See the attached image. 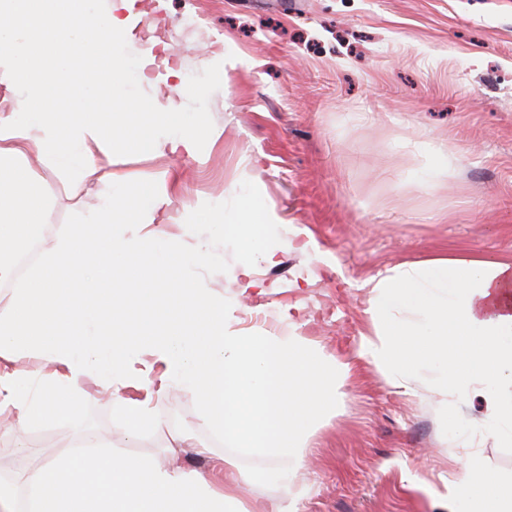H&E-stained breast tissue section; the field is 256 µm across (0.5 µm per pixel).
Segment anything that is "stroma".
<instances>
[{"label": "stroma", "instance_id": "35a3bbf8", "mask_svg": "<svg viewBox=\"0 0 512 512\" xmlns=\"http://www.w3.org/2000/svg\"><path fill=\"white\" fill-rule=\"evenodd\" d=\"M122 95L173 101L192 153L112 145V173L88 183L39 160L51 195L42 250L85 222L111 179L167 201L126 224L185 250L218 252L189 272L237 333L303 339L345 366L341 404L297 454L270 461L201 427L189 393L153 400L155 427L131 438L96 374L83 404L18 437L0 414V475L92 436L119 455L202 473L229 457L251 512H449L468 454L512 484V442L473 420L479 396L444 398L429 376L409 393L370 362L369 277L404 262L512 261V0H125ZM194 16L193 29L181 21ZM184 94L171 95L174 84ZM448 168L437 173L439 157ZM266 219L248 252L205 216ZM250 277H242V268ZM209 443L200 457L183 443ZM295 473L282 487L274 469Z\"/></svg>", "mask_w": 512, "mask_h": 512}]
</instances>
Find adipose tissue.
I'll return each mask as SVG.
<instances>
[{"label": "adipose tissue", "mask_w": 512, "mask_h": 512, "mask_svg": "<svg viewBox=\"0 0 512 512\" xmlns=\"http://www.w3.org/2000/svg\"><path fill=\"white\" fill-rule=\"evenodd\" d=\"M124 25L115 14L87 10L85 0H0V57L26 91L0 110V285L13 287L0 313V411L14 409L21 431L51 421L79 403L75 386L95 369L112 393L118 426L137 436L155 424L150 403L120 390L131 382L135 355L148 350L165 366L146 382L156 396L177 387L196 398L202 426L226 444L290 454L339 402V365L293 336L228 331L223 303L184 277L200 255L166 232L119 236L118 226L140 223L161 204L151 186L114 185L91 223L72 225L25 279L17 277V255L38 241L50 212L28 155L89 181L99 174L98 155H111L116 141L150 155L168 132L173 148H194L174 106L113 94L125 73L117 44ZM58 30L69 33L59 45ZM511 279L509 261L387 269L370 281L367 356L395 388L409 389L429 369L439 393L481 395L485 430L512 441V397L499 392L512 382V311L483 305ZM19 347L41 352L54 371L33 381L9 369L3 360ZM20 481L34 495V512H248L239 484L109 451L63 453ZM448 497L461 512H512V485L475 463Z\"/></svg>", "instance_id": "ef3b65f1"}]
</instances>
